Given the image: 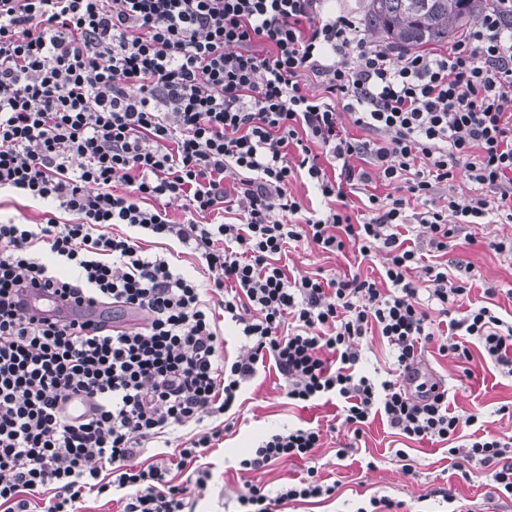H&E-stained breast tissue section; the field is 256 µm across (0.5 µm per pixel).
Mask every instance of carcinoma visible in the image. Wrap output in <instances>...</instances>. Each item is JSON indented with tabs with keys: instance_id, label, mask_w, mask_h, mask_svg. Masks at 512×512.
I'll list each match as a JSON object with an SVG mask.
<instances>
[{
	"instance_id": "obj_1",
	"label": "carcinoma",
	"mask_w": 512,
	"mask_h": 512,
	"mask_svg": "<svg viewBox=\"0 0 512 512\" xmlns=\"http://www.w3.org/2000/svg\"><path fill=\"white\" fill-rule=\"evenodd\" d=\"M485 0H366L364 25L372 35L421 48L439 45L455 35Z\"/></svg>"
}]
</instances>
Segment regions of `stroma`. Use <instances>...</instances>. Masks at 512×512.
I'll list each match as a JSON object with an SVG mask.
<instances>
[{
  "instance_id": "stroma-1",
  "label": "stroma",
  "mask_w": 512,
  "mask_h": 512,
  "mask_svg": "<svg viewBox=\"0 0 512 512\" xmlns=\"http://www.w3.org/2000/svg\"><path fill=\"white\" fill-rule=\"evenodd\" d=\"M475 243L454 239L447 254L449 265L470 266L474 278L471 301L482 298L485 284L501 287L496 298L503 319H512V301L505 289H512V258L493 250L494 241L512 237L511 224H488L475 230ZM287 264L291 271L307 274L325 271L344 275L353 270L378 277V260H359L354 253L328 255L306 245L290 249ZM430 369L444 379L452 408L481 413L487 430L501 438L512 437V416L500 414L502 405L512 406V377L501 375L481 357H474L471 381L458 384L459 368L455 361L432 355L427 359ZM240 418L223 443L210 452L206 460L212 465L213 478L205 496L199 499L194 512H234L236 497L246 482L276 487L300 476L303 462L277 463L267 471L244 474L237 464L246 452L264 435L286 426L306 423L324 426V439L312 463L323 478L337 481L333 498L315 502H293L285 512H355L370 497H388L399 501V512H448L450 505L469 508L470 512H512V500L499 496L485 471L472 468L470 478H463L460 469L448 457L445 444L410 441L391 434L382 420L368 423L358 449L345 458L336 450L350 443L351 438L333 404L301 408L288 404L282 396L281 379L274 366H266L246 386L242 397ZM404 449L414 462V474L401 470L394 452ZM452 494L453 502L438 496V489Z\"/></svg>"
}]
</instances>
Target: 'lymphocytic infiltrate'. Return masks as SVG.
I'll use <instances>...</instances> for the list:
<instances>
[{
    "instance_id": "obj_1",
    "label": "lymphocytic infiltrate",
    "mask_w": 512,
    "mask_h": 512,
    "mask_svg": "<svg viewBox=\"0 0 512 512\" xmlns=\"http://www.w3.org/2000/svg\"><path fill=\"white\" fill-rule=\"evenodd\" d=\"M359 32L330 0H0V191L41 208L39 222L0 224V512H79L112 492L123 512H192L212 478L205 458L268 360L289 404L335 403L357 438L378 418L449 443L512 497V442L450 411L447 389L405 383L431 346L465 379L477 353L512 377L497 288L471 304L466 281L425 261L490 215L512 223V0H487L443 53ZM307 72L321 94L305 89ZM460 174L472 193L450 191ZM299 178L323 209L291 192ZM379 183L395 193L377 195ZM444 188L445 204H431ZM174 204L184 221L170 218ZM115 224L127 233H109ZM414 225L419 247L403 238ZM136 228L191 250L212 299L144 250ZM301 241L379 255L380 276L289 273L282 256ZM31 287L67 315L28 314ZM87 303L146 320L105 330L84 320ZM221 317L243 343L236 357ZM374 336L390 356L383 374L363 364ZM187 427L174 467L191 477L175 484L166 461L136 464ZM322 439L317 426L271 434L239 469L308 460ZM335 493L310 468L275 490L246 484L237 504L275 512Z\"/></svg>"
}]
</instances>
